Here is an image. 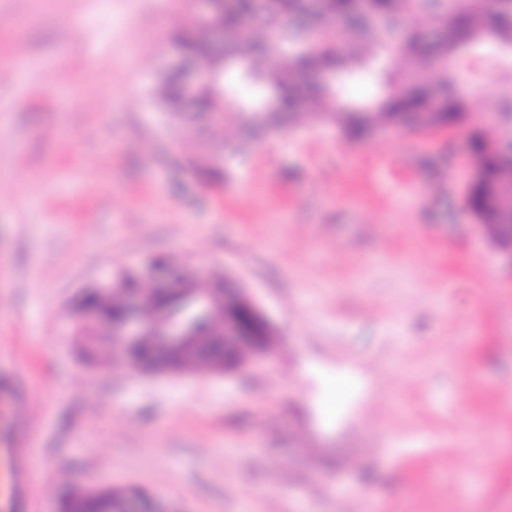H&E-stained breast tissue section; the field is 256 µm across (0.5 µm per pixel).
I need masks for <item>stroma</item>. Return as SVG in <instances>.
Here are the masks:
<instances>
[{
	"instance_id": "stroma-1",
	"label": "stroma",
	"mask_w": 512,
	"mask_h": 512,
	"mask_svg": "<svg viewBox=\"0 0 512 512\" xmlns=\"http://www.w3.org/2000/svg\"><path fill=\"white\" fill-rule=\"evenodd\" d=\"M187 0H0V372L27 389L32 512L135 486L183 512H512V262L463 201L468 130L363 143L298 114L210 148L150 98ZM501 71H457L473 116ZM155 258L232 275L264 356L232 375L84 359L79 289Z\"/></svg>"
}]
</instances>
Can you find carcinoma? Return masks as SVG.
Instances as JSON below:
<instances>
[{"label": "carcinoma", "instance_id": "obj_1", "mask_svg": "<svg viewBox=\"0 0 512 512\" xmlns=\"http://www.w3.org/2000/svg\"><path fill=\"white\" fill-rule=\"evenodd\" d=\"M422 16L433 23L432 37L415 27ZM224 32L229 38H211L209 22L190 12L188 26L174 37L182 58L207 66L212 57L224 56V72L234 82L224 84V103L204 87L191 104L182 97L181 74L163 71L153 96L159 107L180 117L194 112L214 136L236 121L241 135L209 153L184 159V168L203 182L222 176L223 153L238 152L263 136L280 132L297 112L322 120H339L342 135L362 141L390 126L434 129L468 121L471 106L456 90L454 70L472 56L512 59V0H224ZM346 30L349 47L340 48L329 35L332 26ZM406 62L390 69L393 54ZM318 72L336 74V82L311 79ZM365 79L374 99L354 102L344 96V86ZM251 88L238 95L237 84ZM496 111L503 120L481 124L470 143L475 173L466 185L465 199L478 224H502L512 233V161L497 153L494 144L512 124V85L499 95ZM136 282L120 275L106 293L88 288L79 299L82 310L93 309L109 322L127 314L125 296ZM208 294L211 308H224V276L213 277ZM149 322L177 323L191 344L179 352L175 365H208L224 355L223 329L209 312L176 285L141 293ZM157 336H143L130 346L136 360H145L157 348ZM136 487L101 488L70 493L59 512H122L128 494Z\"/></svg>", "mask_w": 512, "mask_h": 512}]
</instances>
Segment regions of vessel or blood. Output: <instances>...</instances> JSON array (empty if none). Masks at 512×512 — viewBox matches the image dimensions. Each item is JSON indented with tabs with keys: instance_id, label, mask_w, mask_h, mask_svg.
Returning a JSON list of instances; mask_svg holds the SVG:
<instances>
[{
	"instance_id": "obj_1",
	"label": "vessel or blood",
	"mask_w": 512,
	"mask_h": 512,
	"mask_svg": "<svg viewBox=\"0 0 512 512\" xmlns=\"http://www.w3.org/2000/svg\"><path fill=\"white\" fill-rule=\"evenodd\" d=\"M27 391L17 374L0 380V415L12 428L0 433V512H31L32 493L25 447L23 403Z\"/></svg>"
}]
</instances>
